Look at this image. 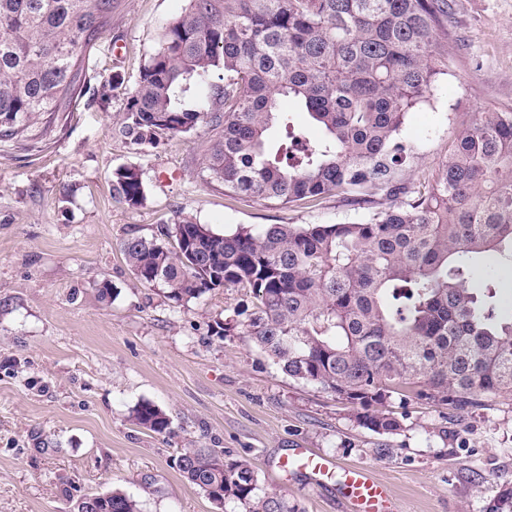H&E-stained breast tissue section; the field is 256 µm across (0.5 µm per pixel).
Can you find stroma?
I'll return each instance as SVG.
<instances>
[{
  "label": "stroma",
  "instance_id": "stroma-1",
  "mask_svg": "<svg viewBox=\"0 0 512 512\" xmlns=\"http://www.w3.org/2000/svg\"><path fill=\"white\" fill-rule=\"evenodd\" d=\"M185 5L116 0L76 103L0 139V512H71V496L115 489L141 512H237L182 477L177 456L194 445L247 460L298 512L343 506L331 488L278 468L297 447L371 467L399 512H495L512 488V399L461 412L414 399L403 431L375 434L335 395L281 372L241 331L219 334L226 316L251 313L245 291L177 303L127 265L123 240L158 236L183 215L221 234L359 216L333 196L282 208L225 195L204 169L210 121L155 148L122 136L143 65ZM486 107L512 112V0H454L448 71L402 130L415 169L432 171L452 128ZM123 165L143 173L139 206L112 197ZM144 400L167 414L169 433L134 423Z\"/></svg>",
  "mask_w": 512,
  "mask_h": 512
}]
</instances>
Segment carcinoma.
I'll use <instances>...</instances> for the list:
<instances>
[{
    "label": "carcinoma",
    "instance_id": "carcinoma-1",
    "mask_svg": "<svg viewBox=\"0 0 512 512\" xmlns=\"http://www.w3.org/2000/svg\"><path fill=\"white\" fill-rule=\"evenodd\" d=\"M453 0H187L144 65L125 137L153 146L193 130L213 105L224 121L204 164L227 194L274 205L336 195L362 218L214 232L188 216L121 249L136 278L175 302L248 290L243 335L288 377L332 393L359 426L396 435L408 398L464 411L512 396V315L498 282L470 279L488 256L512 269V112L460 123L431 177H406V116L430 102L448 69ZM115 0H0V137L34 116L66 112ZM208 92L188 106L190 82ZM293 100L318 141L280 110ZM112 193L134 207L142 173L118 168ZM163 435L155 404L132 410ZM182 476L239 512H297L222 448H182ZM95 512H140L121 491Z\"/></svg>",
    "mask_w": 512,
    "mask_h": 512
}]
</instances>
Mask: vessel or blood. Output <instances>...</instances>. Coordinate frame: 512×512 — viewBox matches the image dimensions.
Instances as JSON below:
<instances>
[{
    "instance_id": "obj_1",
    "label": "vessel or blood",
    "mask_w": 512,
    "mask_h": 512,
    "mask_svg": "<svg viewBox=\"0 0 512 512\" xmlns=\"http://www.w3.org/2000/svg\"><path fill=\"white\" fill-rule=\"evenodd\" d=\"M279 466L308 476L311 485L335 488L346 512H394L386 487L366 467L345 465L308 448L290 449Z\"/></svg>"
}]
</instances>
